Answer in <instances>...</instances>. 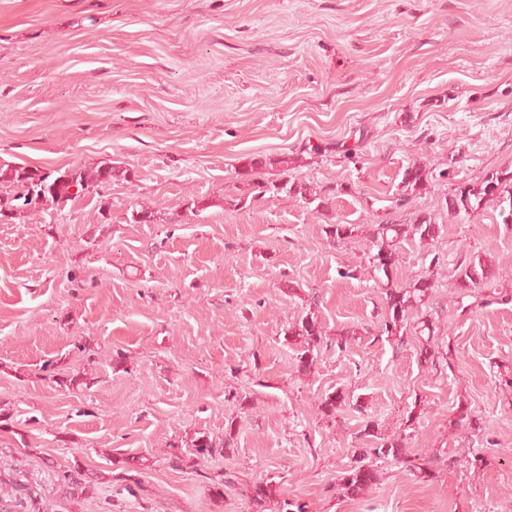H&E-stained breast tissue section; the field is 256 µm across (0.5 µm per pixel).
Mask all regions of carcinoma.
<instances>
[{
  "label": "carcinoma",
  "instance_id": "cac0c4a2",
  "mask_svg": "<svg viewBox=\"0 0 512 512\" xmlns=\"http://www.w3.org/2000/svg\"><path fill=\"white\" fill-rule=\"evenodd\" d=\"M270 166L281 172L280 182L271 181L259 185L262 193L267 191H286L311 204L318 200V194L309 185L291 180L288 172L293 169V159L283 154L275 159H258L250 162V167L265 168ZM12 181L18 188L14 200L21 202L26 211L36 214L42 210L43 203L52 201L56 204L72 199L71 189L83 188L93 184L105 186L114 180L121 179L118 167L99 166L92 170L81 167L52 169L38 177L29 173L24 167L10 170ZM427 179L422 169L411 166L403 173L402 183L411 190L417 188ZM495 202L499 208V216L503 223H512V171L501 170L487 173L459 185L446 200L448 214L454 218L470 215L485 208L486 204ZM355 224H330L326 234L333 240L351 237L357 232ZM439 228L435 217L424 210L415 212L407 224H378L368 238V266L373 278L381 286L386 302V311L380 325V335L387 341L404 346L406 328L412 315L422 312L428 301L434 282L429 276H421L407 287L394 281L393 273L397 269L398 254L401 245L407 241L426 244L433 240ZM459 288L467 293L475 291L492 277L489 267L478 257L464 255L458 264ZM315 302H310L309 311L298 320L289 324L293 337L298 339L296 360L298 368L309 371L316 361L315 352L323 344L325 330L318 315L314 312ZM344 403V396L336 391L326 394L320 401L318 409L326 418H333ZM362 436L369 439V447L360 450L359 457L339 478L338 487L348 495H358L369 488L377 480L375 463L379 460L391 459L404 470L414 476L423 478L429 474L434 458L423 460L406 451L404 437L397 435H378L371 431V422L364 425ZM230 440L214 439L202 435L184 443V446L170 445L168 463L181 470L185 466L192 468L202 461L217 454L224 455L229 449ZM60 486L69 490V496L89 495L95 491L96 485L84 477L78 466L58 470ZM11 487L14 494L5 501L0 496V512H27L25 502L17 499V492L23 490V484L13 481ZM275 490L267 481H257L249 487V503L252 512H267Z\"/></svg>",
  "mask_w": 512,
  "mask_h": 512
}]
</instances>
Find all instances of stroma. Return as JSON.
Here are the masks:
<instances>
[{"mask_svg": "<svg viewBox=\"0 0 512 512\" xmlns=\"http://www.w3.org/2000/svg\"><path fill=\"white\" fill-rule=\"evenodd\" d=\"M284 153L321 204L258 194L251 160ZM7 164L129 178L0 218V478L54 512H250L240 487L262 479L308 512H512V302L468 308L457 283L467 253L497 271L483 295L512 290V224L492 204L457 219L445 205L512 170V0H0ZM411 165L429 174L416 195ZM141 207L151 223H131ZM418 209L440 231L404 244L394 276L409 285L440 258L434 334L408 328L398 349L377 337L365 251L373 225ZM330 224L359 230L335 243ZM311 306L326 344L303 375L288 326ZM426 344L454 369L424 367ZM77 371L91 389L66 386ZM333 391L346 402L329 423L317 405ZM369 420L458 463L421 479L381 462L345 496ZM201 434L230 436L228 456L170 468L168 446ZM134 457L151 466L130 492ZM73 464L99 476L76 502L54 476ZM224 472L236 485L218 499L208 479Z\"/></svg>", "mask_w": 512, "mask_h": 512, "instance_id": "stroma-1", "label": "stroma"}]
</instances>
